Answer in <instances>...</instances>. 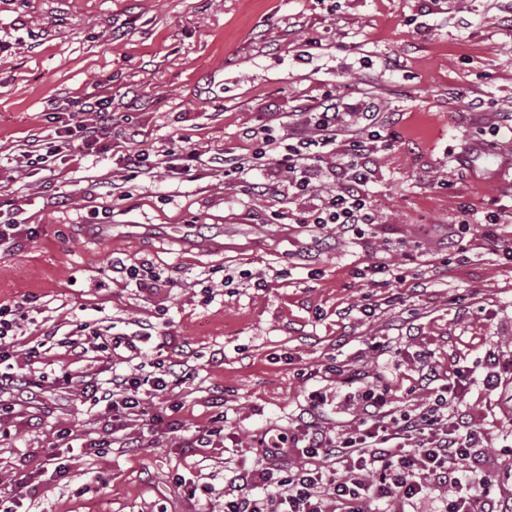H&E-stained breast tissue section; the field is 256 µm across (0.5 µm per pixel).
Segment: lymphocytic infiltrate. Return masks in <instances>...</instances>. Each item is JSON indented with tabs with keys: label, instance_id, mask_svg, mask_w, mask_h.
Here are the masks:
<instances>
[{
	"label": "lymphocytic infiltrate",
	"instance_id": "lymphocytic-infiltrate-1",
	"mask_svg": "<svg viewBox=\"0 0 512 512\" xmlns=\"http://www.w3.org/2000/svg\"><path fill=\"white\" fill-rule=\"evenodd\" d=\"M110 105L106 97L72 99L70 108L84 113V120L61 127L56 142L31 141L23 153L26 164L46 163L62 150L79 155L107 151ZM340 119L334 105L320 106L293 131V144L264 137L262 147L251 158L235 161L232 170L245 175L255 160L278 155L273 174L285 176L288 198H320L303 223L317 228L332 224L337 232L360 238L374 221L365 187L367 157L378 137L371 133L354 140L347 161L325 166L324 150L335 145ZM328 176L346 178L348 189L322 191ZM483 360L487 394L512 393V350H488ZM469 372V367L459 368L456 380L442 385L436 372L426 373L436 388L418 406L394 399L390 387L357 378L351 399L366 406V413L343 429L313 418L298 424L293 434L270 435L252 467L225 474L224 512H389L395 502L401 512H418L429 499L432 512H512V494L502 493L504 485L512 484V472L503 475L496 468L498 455L512 456V403L501 409L503 424L495 437L471 425L461 409L459 383ZM85 389L118 428L130 418L149 417L151 394L169 391L170 380L163 373L147 384L116 373L109 384L90 380ZM297 444L304 465L274 471L270 460L290 456ZM492 446L498 454H489Z\"/></svg>",
	"mask_w": 512,
	"mask_h": 512
}]
</instances>
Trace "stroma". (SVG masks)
<instances>
[{
	"instance_id": "obj_1",
	"label": "stroma",
	"mask_w": 512,
	"mask_h": 512,
	"mask_svg": "<svg viewBox=\"0 0 512 512\" xmlns=\"http://www.w3.org/2000/svg\"><path fill=\"white\" fill-rule=\"evenodd\" d=\"M87 96L112 100L110 150L20 165L67 122L63 104ZM331 99L349 118L328 162L365 113L381 135L361 239L300 225L309 199L252 190L263 171L228 177L220 162ZM175 135L197 153L190 171L163 161ZM134 150L150 173L129 175ZM465 203L479 220L512 209V0H0V220L35 230L0 245V303L25 314L13 363L55 377L85 327L100 338L70 363L75 379L182 374L153 400L161 422L119 432L76 407L78 388L11 392L0 499L222 512L225 467L250 465L265 429L291 431L312 391L333 420L345 377L380 371L419 404L420 353L445 378L512 346V223L490 243L479 221L458 224ZM375 262L404 283L369 288L360 272ZM130 266L155 281L139 285ZM52 449L70 453L75 481L49 475Z\"/></svg>"
}]
</instances>
